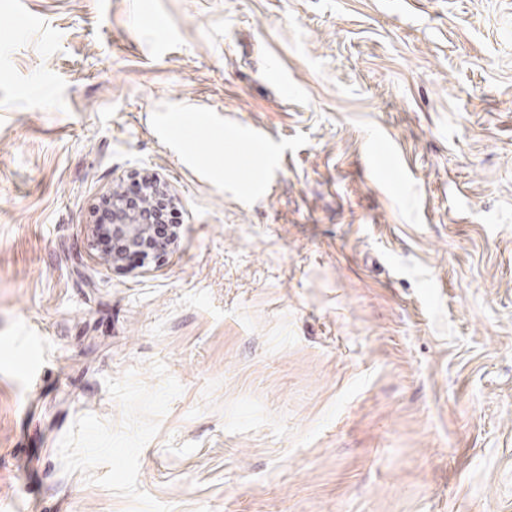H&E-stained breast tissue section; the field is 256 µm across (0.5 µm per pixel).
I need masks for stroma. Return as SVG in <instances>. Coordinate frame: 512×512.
Wrapping results in <instances>:
<instances>
[{
  "label": "stroma",
  "instance_id": "stroma-1",
  "mask_svg": "<svg viewBox=\"0 0 512 512\" xmlns=\"http://www.w3.org/2000/svg\"><path fill=\"white\" fill-rule=\"evenodd\" d=\"M0 512H512V0H0ZM112 206V231L117 235L124 238L130 246H135L140 240L147 235L151 230V224L148 221V214L151 211V206L145 205L142 210L136 212H129L123 209L122 201L118 199L117 193L112 194V204L109 200H105L99 206L105 213L110 212ZM152 211L154 221L156 222L154 235L159 238H164L166 233V241L168 245H170L172 237L179 232L181 225L178 209H176L166 197L159 195L157 199L154 200ZM101 225L93 224L91 227V232L93 234L95 228L96 231L94 233V240L96 244V249L102 253L106 257H112L107 259L111 263L117 262V259H119V263H121L120 267H136L137 265L131 264V259L126 255L125 257H114V256H122L126 253L124 242L116 237L112 236L111 231L105 227L104 223H97ZM125 258L129 259L130 262L125 263Z\"/></svg>",
  "mask_w": 512,
  "mask_h": 512
}]
</instances>
